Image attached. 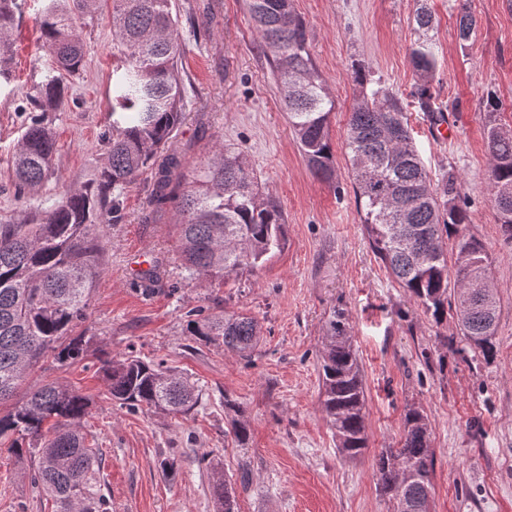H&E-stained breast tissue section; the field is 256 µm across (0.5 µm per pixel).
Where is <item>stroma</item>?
<instances>
[{
  "instance_id": "stroma-1",
  "label": "stroma",
  "mask_w": 512,
  "mask_h": 512,
  "mask_svg": "<svg viewBox=\"0 0 512 512\" xmlns=\"http://www.w3.org/2000/svg\"><path fill=\"white\" fill-rule=\"evenodd\" d=\"M18 4L9 76L0 78V222L48 210L64 191L94 181L107 161L103 135L112 121V27L102 12L79 25L84 63L66 76L63 104L49 115L57 138L53 174L16 199L12 152L28 120L24 93L53 65L40 49L43 0ZM172 5L184 47L185 111L163 153L188 166L217 145L243 152L284 212L285 245L224 282L186 278L172 205L154 202L155 175L144 174L121 197L105 238L104 271L74 330L85 340V358L65 368L45 358L16 400L51 381L92 396L83 431L94 441L110 512H217L214 487L224 480L236 486L239 512H394L376 459L399 447L410 407L431 426V512H512V242L496 222L484 139L488 94L503 103L499 122L512 126V0H429L434 85L450 107L451 135L440 138L425 113L408 112L432 181L457 176L469 201L467 229L491 257L501 309L490 360L459 335L453 317L434 321L391 277L370 247L348 177L352 67L367 62L393 91L410 93L417 0H293L335 102V187L312 173L298 147L246 0ZM464 7L476 21L466 41L457 31ZM153 265L158 278L144 284L142 271ZM201 307L258 321L249 357L190 335L187 314ZM336 308L349 317L367 387L368 446L355 458L338 452L321 409L318 354ZM130 353L189 377L198 394L193 410L130 412L106 399L101 360ZM239 409L249 429L243 446L231 432ZM32 471L31 455L0 440V512H55Z\"/></svg>"
}]
</instances>
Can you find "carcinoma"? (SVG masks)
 Returning <instances> with one entry per match:
<instances>
[{"label": "carcinoma", "mask_w": 512, "mask_h": 512, "mask_svg": "<svg viewBox=\"0 0 512 512\" xmlns=\"http://www.w3.org/2000/svg\"><path fill=\"white\" fill-rule=\"evenodd\" d=\"M261 43L271 58L288 124L310 169L336 192V158L330 135L335 103L314 65L303 19L292 0H248ZM100 0H46L40 23L56 73L27 92L30 122L13 156L18 194L43 185L50 175L55 134L47 119L65 96L63 74H76L84 47L78 20L98 12ZM17 0H0V77L13 54ZM112 125L109 155L98 178L68 190L36 221L0 224V404L11 399L27 371L50 355L61 366L84 358L82 337L70 333L84 319L95 278L103 271L104 237L126 186L152 168V160L183 118L178 60L183 44L171 0H111ZM410 60L418 75L412 103L436 119L442 111L433 86L438 60L434 17L420 4ZM354 94L344 148L361 222L375 255L435 321L453 311L461 334L482 356L496 355L500 301L491 285V259L483 242L467 232L459 204L460 183L450 173L432 183L411 137L408 103L365 62L353 66ZM486 149L497 223L512 240V130L500 127L501 108L487 99ZM156 191L175 202L178 252L190 276L222 280L250 271L283 245L285 217L240 151L217 146L189 168L171 157L157 168ZM453 241L454 288L448 299V241ZM189 332L246 357L256 344L258 322L244 315L213 317L189 312ZM106 396L132 412L184 413L194 405L188 381L164 363L129 355L101 361ZM321 406L338 451L349 458L367 447V392L345 310L326 322L320 353ZM92 400L68 386L45 384L0 414V438L38 449L34 483L60 512H108L96 481V453L86 446L83 420ZM50 426H45V423ZM381 491L395 512H429L434 455L427 415L406 410L400 447L376 462ZM220 512H238L235 489L219 488Z\"/></svg>", "instance_id": "carcinoma-1"}]
</instances>
